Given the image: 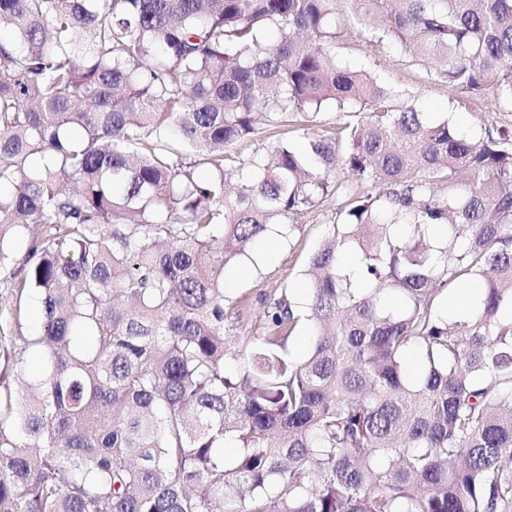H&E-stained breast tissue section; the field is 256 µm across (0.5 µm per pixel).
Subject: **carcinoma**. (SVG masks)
<instances>
[{
    "label": "carcinoma",
    "mask_w": 512,
    "mask_h": 512,
    "mask_svg": "<svg viewBox=\"0 0 512 512\" xmlns=\"http://www.w3.org/2000/svg\"><path fill=\"white\" fill-rule=\"evenodd\" d=\"M334 2L0 0V274L31 231L10 288L43 319L29 398L0 376V512H512V138L347 69ZM348 2L512 107V0ZM329 196L304 300L274 289L235 348L225 274Z\"/></svg>",
    "instance_id": "obj_1"
}]
</instances>
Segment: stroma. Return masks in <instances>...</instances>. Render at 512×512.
I'll return each instance as SVG.
<instances>
[{"instance_id":"1","label":"stroma","mask_w":512,"mask_h":512,"mask_svg":"<svg viewBox=\"0 0 512 512\" xmlns=\"http://www.w3.org/2000/svg\"><path fill=\"white\" fill-rule=\"evenodd\" d=\"M334 11L340 21L338 51L345 65L371 71L389 90L412 96L420 111L431 116H448L472 137L512 130V112L487 110L478 101L453 99L446 84L428 80L423 66L412 62L398 47L392 45L382 50L371 47L351 14L348 0H336ZM336 220V201L329 197L299 216L297 229L278 248H271L266 240L258 244L262 263L233 289L241 302L226 317L228 335L244 337L255 333L262 321L266 295L280 284L293 287L294 298L303 297L308 259Z\"/></svg>"}]
</instances>
